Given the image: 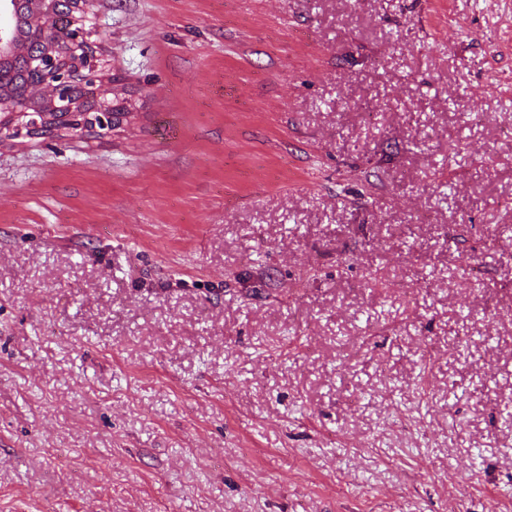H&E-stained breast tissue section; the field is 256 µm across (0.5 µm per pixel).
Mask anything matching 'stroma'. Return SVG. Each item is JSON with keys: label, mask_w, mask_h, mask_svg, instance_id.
<instances>
[{"label": "stroma", "mask_w": 512, "mask_h": 512, "mask_svg": "<svg viewBox=\"0 0 512 512\" xmlns=\"http://www.w3.org/2000/svg\"><path fill=\"white\" fill-rule=\"evenodd\" d=\"M90 21L131 119L0 145V512H512V0Z\"/></svg>", "instance_id": "1"}]
</instances>
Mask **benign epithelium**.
Returning a JSON list of instances; mask_svg holds the SVG:
<instances>
[{
	"instance_id": "benign-epithelium-1",
	"label": "benign epithelium",
	"mask_w": 512,
	"mask_h": 512,
	"mask_svg": "<svg viewBox=\"0 0 512 512\" xmlns=\"http://www.w3.org/2000/svg\"><path fill=\"white\" fill-rule=\"evenodd\" d=\"M78 13L69 28V38L76 44H91L92 31L87 25L92 0H73ZM16 50L12 26L0 20V57ZM29 67L37 77L36 90L26 96L27 110L13 109L11 119L0 121V144L22 135L34 137L42 128L41 119L49 109L64 115L69 123L59 134L66 137H84L98 127H116V104L106 98L112 91L103 63L98 55L89 52L84 60L71 68H62L48 51L29 58Z\"/></svg>"
}]
</instances>
